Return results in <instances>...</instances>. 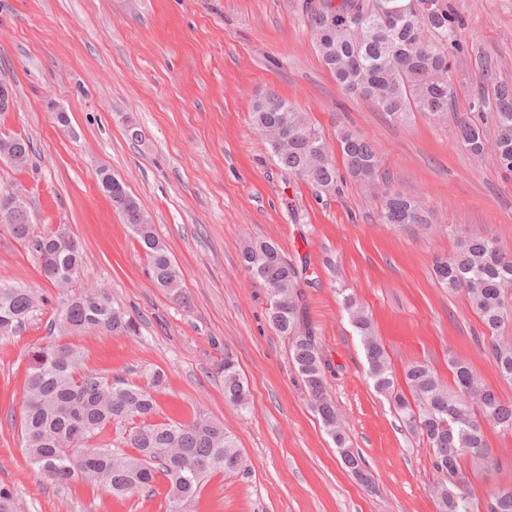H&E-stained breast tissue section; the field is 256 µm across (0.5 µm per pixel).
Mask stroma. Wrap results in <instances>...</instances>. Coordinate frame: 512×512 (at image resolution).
I'll return each instance as SVG.
<instances>
[{
	"mask_svg": "<svg viewBox=\"0 0 512 512\" xmlns=\"http://www.w3.org/2000/svg\"><path fill=\"white\" fill-rule=\"evenodd\" d=\"M300 0H0V82L15 92L0 135L30 139L24 170L0 160V189L24 185L40 236L66 226L84 264L68 290L40 274L31 247L0 226V284L47 297L16 333L0 335V484L18 512H165L155 495L118 498L77 478L40 481L22 450V392L30 348L56 340L62 293L108 289L136 325L132 336H71L84 371L155 391V421L202 411L223 423L244 471L208 477L193 512H438L439 479L427 449L369 376L361 338L337 288L371 317L395 371L428 364L451 381L449 357L468 360L512 399L485 356L484 328L466 298L433 277L457 239L448 227L491 234L512 251V177L455 139V118L476 115L487 84L476 56L512 83V0H451L466 45L452 75L447 117L406 123L349 95L322 65ZM274 91L305 112L328 141L350 129L379 150L384 178L371 189L342 176L335 191L288 178L255 128L254 100ZM66 112L61 126L57 112ZM142 128V142L127 129ZM123 181L184 275L189 308L148 276L145 252L99 188L100 171ZM419 198L426 227L382 223L385 192ZM277 243L303 269L308 325L327 362L326 387L371 486L344 467L310 406L287 338L266 318L264 288L240 264L245 241ZM232 353L251 394L239 412L224 400L217 365ZM490 463L463 459L477 497L512 485V436L487 432Z\"/></svg>",
	"mask_w": 512,
	"mask_h": 512,
	"instance_id": "obj_1",
	"label": "stroma"
}]
</instances>
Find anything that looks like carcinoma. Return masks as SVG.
<instances>
[{
    "label": "carcinoma",
    "instance_id": "obj_1",
    "mask_svg": "<svg viewBox=\"0 0 512 512\" xmlns=\"http://www.w3.org/2000/svg\"><path fill=\"white\" fill-rule=\"evenodd\" d=\"M390 0H302L301 14L321 61L345 91L372 101L397 122L419 113L438 117L449 109L448 78L465 51L462 17L448 0H435L426 15L407 9L379 15L377 6ZM374 16V30L359 37L355 20ZM430 34L418 39L420 28ZM485 79L493 86L491 117L496 129L489 143L481 125L466 116L456 117L457 142L470 155L489 152L502 171L512 174V85L499 83L496 67L479 58ZM253 119L280 169L322 190L334 187L339 175L324 135L304 113L279 94L269 91L255 99ZM347 174L360 182L378 177L381 159L374 145L350 130L338 134ZM33 146L18 135L0 136V158L17 166L29 164ZM144 209L136 200L118 212L144 250L156 287L185 307L188 295L183 273L154 225L141 222ZM381 219L409 228L428 223V212L417 199L392 193L385 197ZM0 224L20 241H32L41 274L66 288L78 274L83 253L70 232L60 227L44 236H32L28 205L0 212ZM244 269L262 285L269 298L268 319L289 341L290 357L323 428L351 471L366 467L364 459L348 448L336 405L325 390V360L307 324L303 281L298 267L273 241L249 242L241 250ZM434 275L448 292L464 293L486 330L485 355L501 379L512 383V253L494 236L462 235L457 251L438 262ZM344 309L361 337L374 388L394 401L406 428L419 433L433 469L439 512H512V486L499 488L485 500L468 489L459 461L462 457L489 458L485 427L492 425L512 435V401L500 398L463 358L450 360L453 384L445 383L425 364L408 366L406 398L400 380L388 362L371 319L346 289L338 288ZM32 289L0 285V335L15 332L36 308ZM55 325L61 335L104 330L132 334L135 324L112 304L109 293L98 288L66 297L57 310ZM20 433L28 463L40 479L64 485L77 474L116 496L155 492L158 476L168 485V512H191L206 479L217 472L242 467V453L224 425L198 412L188 422L153 421L157 403L153 394L122 377H103L79 370L80 349L66 342H51L28 352ZM218 371L224 376V398L246 412L250 392L229 352ZM125 429V448L96 442L109 426Z\"/></svg>",
    "mask_w": 512,
    "mask_h": 512
}]
</instances>
